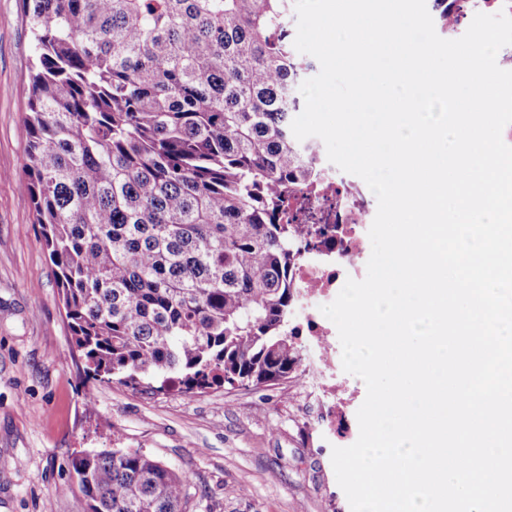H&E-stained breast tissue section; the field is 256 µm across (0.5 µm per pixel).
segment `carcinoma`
<instances>
[{
    "label": "carcinoma",
    "mask_w": 512,
    "mask_h": 512,
    "mask_svg": "<svg viewBox=\"0 0 512 512\" xmlns=\"http://www.w3.org/2000/svg\"><path fill=\"white\" fill-rule=\"evenodd\" d=\"M22 5L28 189L87 381L195 394L297 377L288 194L317 172L291 131L313 68L292 0ZM71 466L87 512H188V476L142 450Z\"/></svg>",
    "instance_id": "cac0c4a2"
}]
</instances>
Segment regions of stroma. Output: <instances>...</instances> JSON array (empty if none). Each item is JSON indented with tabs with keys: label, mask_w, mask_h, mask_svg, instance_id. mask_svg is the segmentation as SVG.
Returning <instances> with one entry per match:
<instances>
[{
	"label": "stroma",
	"mask_w": 512,
	"mask_h": 512,
	"mask_svg": "<svg viewBox=\"0 0 512 512\" xmlns=\"http://www.w3.org/2000/svg\"><path fill=\"white\" fill-rule=\"evenodd\" d=\"M35 44L21 0H0V512H84L70 462L140 448L190 477L192 512H350L335 443L298 380L187 396L96 388L86 405L53 265L27 191V96Z\"/></svg>",
	"instance_id": "stroma-1"
}]
</instances>
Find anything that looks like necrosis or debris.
<instances>
[{
    "label": "necrosis or debris",
    "instance_id": "1",
    "mask_svg": "<svg viewBox=\"0 0 512 512\" xmlns=\"http://www.w3.org/2000/svg\"><path fill=\"white\" fill-rule=\"evenodd\" d=\"M512 14V0H448V36L466 31L476 13ZM318 183L293 197L288 210L292 224H311L315 233L295 238L296 260L288 276L295 288L288 332L306 344L308 353L299 367V382L308 398L323 406L319 422L329 436L336 433L339 399L336 377L342 369L337 355L338 331L320 308L335 300L347 279L363 280L371 246L368 231L377 212V200L359 177L343 172L324 156H317Z\"/></svg>",
    "mask_w": 512,
    "mask_h": 512
}]
</instances>
